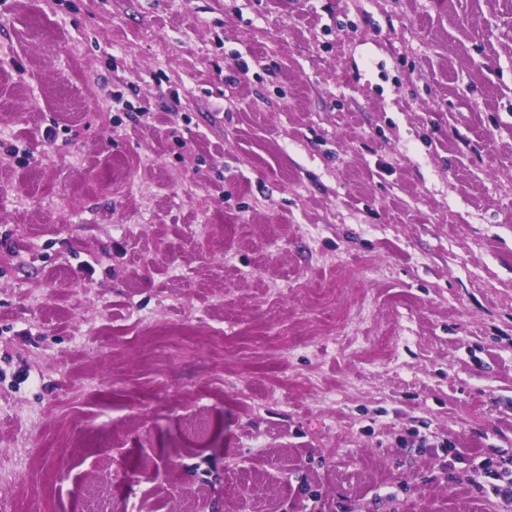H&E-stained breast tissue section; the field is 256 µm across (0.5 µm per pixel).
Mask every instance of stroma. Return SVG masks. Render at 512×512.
<instances>
[{"mask_svg":"<svg viewBox=\"0 0 512 512\" xmlns=\"http://www.w3.org/2000/svg\"><path fill=\"white\" fill-rule=\"evenodd\" d=\"M512 0H0V512H512ZM509 467H503L499 462L496 463L497 468H493V462L489 461L487 465V474L492 477L493 480L499 483H493V492L497 497L504 499L512 498V469L511 463Z\"/></svg>","mask_w":512,"mask_h":512,"instance_id":"35a3bbf8","label":"stroma"}]
</instances>
